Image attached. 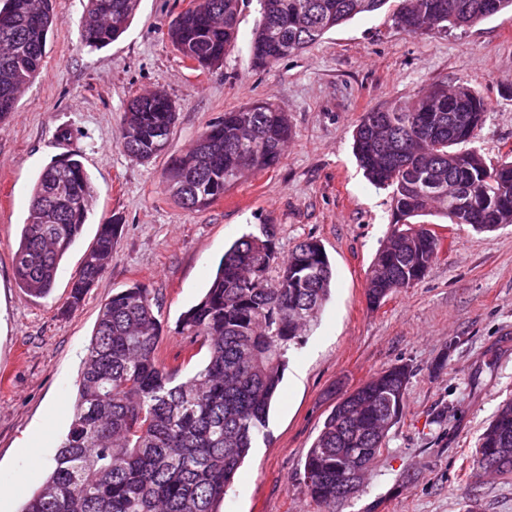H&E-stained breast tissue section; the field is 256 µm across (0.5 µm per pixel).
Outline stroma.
Masks as SVG:
<instances>
[{
    "instance_id": "obj_1",
    "label": "stroma",
    "mask_w": 512,
    "mask_h": 512,
    "mask_svg": "<svg viewBox=\"0 0 512 512\" xmlns=\"http://www.w3.org/2000/svg\"><path fill=\"white\" fill-rule=\"evenodd\" d=\"M87 0H55L41 74L0 122V512H20L69 429L74 381L98 312L141 282L160 302L159 351L190 371L203 360L177 333L224 249L270 226L281 254L319 240L334 269L330 299L292 350L268 438L241 467L224 512H512V478H469V456L499 404L512 397V224L492 233L435 220L442 250L416 285L379 306L366 277L390 224L387 190L364 178L352 152L363 112L408 101L435 84L468 82L488 100L479 133L488 159L512 152V12L445 33L410 34L389 8L354 17L317 43L267 67L250 38L258 0H239L238 37L223 63L192 69L167 32L188 0H141L121 38L80 43ZM163 91L177 119L163 157L145 163L118 145L128 101ZM268 100L295 132L279 163L244 176L203 210L176 204L161 184L167 158L226 110ZM78 154L95 185L92 211L62 261L53 293L19 288L13 258L32 186L51 162ZM120 224L112 261L81 305L66 310L69 282L99 224ZM396 364L411 375L403 416L361 490L344 505L313 502L299 468L345 392Z\"/></svg>"
}]
</instances>
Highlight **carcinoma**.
Here are the masks:
<instances>
[{
    "instance_id": "cac0c4a2",
    "label": "carcinoma",
    "mask_w": 512,
    "mask_h": 512,
    "mask_svg": "<svg viewBox=\"0 0 512 512\" xmlns=\"http://www.w3.org/2000/svg\"><path fill=\"white\" fill-rule=\"evenodd\" d=\"M395 2L396 23L411 34L469 28L511 8L512 0H260L251 38L257 64L269 66L319 41L357 15ZM140 0H88L81 42L97 49L128 28ZM238 0H196L168 38L200 67L224 61L234 47ZM0 25V121L41 73L48 34L58 23L53 0H4ZM489 103L466 83L435 85L410 102L362 114L353 150L367 180L390 191L391 229L367 274V297L379 304L420 282L438 258L440 239L412 219L434 214L450 224L493 232L512 224V153L495 162L476 145ZM161 91L129 101L119 145L150 162L175 123ZM293 137L288 116L269 101L224 112L184 154L169 159L162 185L183 208L199 210L248 172L276 165ZM95 187L71 155L39 174L14 254L19 287L43 298L90 214ZM121 225L99 226L71 281L78 307L112 260ZM333 268L310 238L286 256L275 236L244 234L224 252L202 299L178 320V333L206 349L184 374L158 356L162 325L151 289L134 283L100 308L86 349L68 432L55 464L21 512H223L224 500L254 441L268 435L288 351L303 342L331 294ZM410 370L389 367L342 395L323 421L299 472L319 504L351 498L355 462L372 465L401 418ZM512 475V399L502 402L471 452L474 481L488 461Z\"/></svg>"
}]
</instances>
